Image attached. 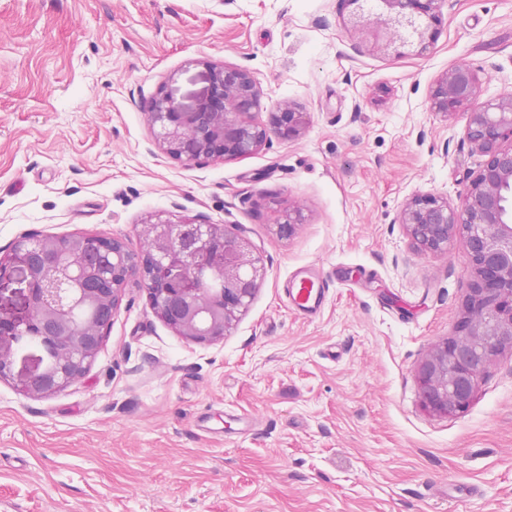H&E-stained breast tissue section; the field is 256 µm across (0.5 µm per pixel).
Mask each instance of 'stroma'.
Instances as JSON below:
<instances>
[{"mask_svg": "<svg viewBox=\"0 0 512 512\" xmlns=\"http://www.w3.org/2000/svg\"><path fill=\"white\" fill-rule=\"evenodd\" d=\"M377 0H0V256L26 235L196 215L241 230L266 267L222 340L196 344L130 279L85 378L50 398L0 379V512H512V353L467 412L429 415L415 370L450 336L466 241L420 257L395 217L458 204L484 158L429 89L464 65L512 87V0H445L436 41L373 38ZM244 66L306 134L187 166L159 151L151 98L188 103L207 64ZM307 217L288 239L282 204ZM305 265L341 270L321 313L291 310Z\"/></svg>", "mask_w": 512, "mask_h": 512, "instance_id": "obj_1", "label": "stroma"}]
</instances>
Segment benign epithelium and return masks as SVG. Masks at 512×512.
Here are the masks:
<instances>
[{
  "instance_id": "1",
  "label": "benign epithelium",
  "mask_w": 512,
  "mask_h": 512,
  "mask_svg": "<svg viewBox=\"0 0 512 512\" xmlns=\"http://www.w3.org/2000/svg\"><path fill=\"white\" fill-rule=\"evenodd\" d=\"M386 10L367 24L415 28L419 40L435 39L444 0H379ZM481 82L470 69L452 67L429 91L431 109L447 117H466L465 133L485 161L469 182L462 201L451 206L433 194L412 197L399 211L411 247L418 256L447 249L457 233L467 245L469 284L453 333L434 341L418 364L415 379L422 407L450 418L471 406L489 365L512 352V89L481 102ZM262 88L246 67L211 65L207 87L190 104L167 92L153 97L148 122L154 144L186 165L228 161L256 153L272 137L289 141L305 134L310 113L286 102L256 119ZM304 224L297 206L279 211L281 238ZM143 243L133 251L104 234L17 241L0 258V282L24 285L27 315L0 312V378H14L22 338L36 336L41 351L36 369L17 378L23 394L50 397L82 380L95 361L111 323L77 326L72 311L112 302L132 277L141 280L153 314L184 338L199 344L217 341L235 325L254 299L266 274L262 259L245 236L200 216L174 222L162 214L143 223ZM112 252V272L87 269L77 262L86 248Z\"/></svg>"
}]
</instances>
